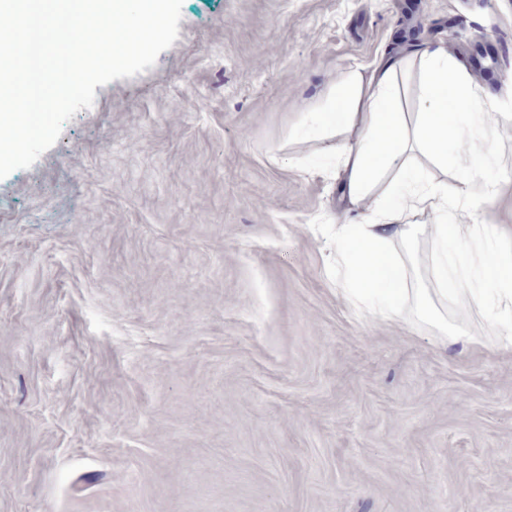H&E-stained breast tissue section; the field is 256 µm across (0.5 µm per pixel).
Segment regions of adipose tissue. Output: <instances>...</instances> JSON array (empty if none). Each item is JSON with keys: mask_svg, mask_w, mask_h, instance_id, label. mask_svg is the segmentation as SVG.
I'll list each match as a JSON object with an SVG mask.
<instances>
[{"mask_svg": "<svg viewBox=\"0 0 512 512\" xmlns=\"http://www.w3.org/2000/svg\"><path fill=\"white\" fill-rule=\"evenodd\" d=\"M427 73L425 96L429 102L414 122L395 109L397 76L403 62H395L371 82H363L358 72L341 71L336 75L337 95L321 110L310 113L313 129L335 137L336 156L342 173L345 193L352 204L361 207L368 221L359 225L357 261L341 281L343 295L355 307L391 318L401 317L402 302L414 299L419 315L427 319L449 342L466 345L493 344L496 350L512 352V253L499 254L491 265L479 264L472 275L457 281L453 292L466 308L482 307L474 291L478 281L497 286L501 309L488 336L471 335L463 323L448 321L446 314L418 288L404 285V273L387 251L390 241L413 245L421 239L434 244L433 276L437 283L448 282V255L443 249L447 239H454L459 251H466L472 229L466 224L446 223L449 207L484 203L489 190L471 174L478 148L465 142L464 131L456 118L470 115L473 123L497 127L502 113L498 107L480 98L478 85L448 62L447 53L436 51L422 58ZM458 89L455 99L443 98L445 86ZM456 144V167L463 177L460 188L448 191L434 185L411 186L400 201H393L390 191L377 186L388 173L405 179L411 170V157L421 154L437 162H447L449 144ZM430 212V224H398L395 213Z\"/></svg>", "mask_w": 512, "mask_h": 512, "instance_id": "1", "label": "adipose tissue"}]
</instances>
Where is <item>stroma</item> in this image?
<instances>
[{"instance_id":"1","label":"stroma","mask_w":512,"mask_h":512,"mask_svg":"<svg viewBox=\"0 0 512 512\" xmlns=\"http://www.w3.org/2000/svg\"><path fill=\"white\" fill-rule=\"evenodd\" d=\"M456 16L448 34L442 22ZM144 73L96 87L0 179V512H512V354L336 289L337 71L458 70L512 0H183ZM452 224L512 249V121Z\"/></svg>"}]
</instances>
